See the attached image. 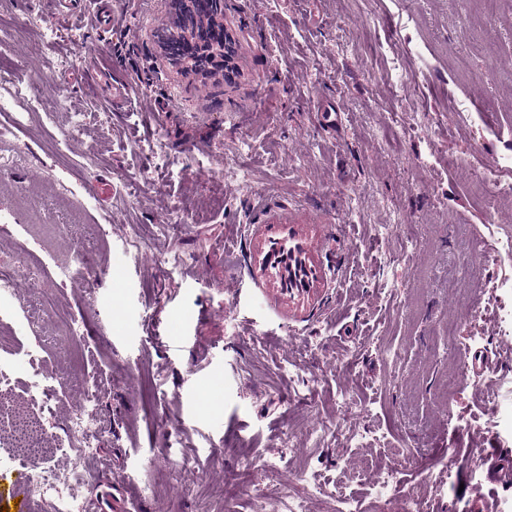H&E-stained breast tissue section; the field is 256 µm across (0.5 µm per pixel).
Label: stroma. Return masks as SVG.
Listing matches in <instances>:
<instances>
[{
  "instance_id": "35a3bbf8",
  "label": "stroma",
  "mask_w": 512,
  "mask_h": 512,
  "mask_svg": "<svg viewBox=\"0 0 512 512\" xmlns=\"http://www.w3.org/2000/svg\"><path fill=\"white\" fill-rule=\"evenodd\" d=\"M76 2L87 10L64 26L56 0H0L17 23L0 38V93L44 77L65 101L38 116L17 104L0 224L40 214L61 230L56 254L81 251L93 270L55 294L80 335L42 341L56 421L99 386L88 512L107 490L135 512H285L289 494L337 512L319 485L349 487L354 512L414 499L467 512L485 453L512 449V338L496 315L512 294L491 289L512 279V260L492 256L512 235V197L476 201L469 183L512 149V0H224L247 41L237 74L209 79L155 38L176 22L170 0H123L108 31L107 0ZM397 57L416 83L396 97ZM390 124L394 146L375 139ZM291 228L323 276L298 306L251 260ZM136 235L150 246L134 262ZM177 253L185 263L167 265ZM5 324L19 395L34 332L20 310ZM479 349L489 368L439 401ZM63 461L49 448L6 473L0 507L34 512L14 482ZM389 472L386 503L375 484Z\"/></svg>"
}]
</instances>
